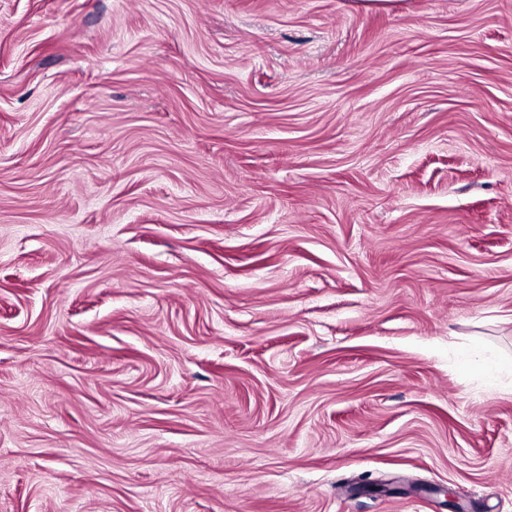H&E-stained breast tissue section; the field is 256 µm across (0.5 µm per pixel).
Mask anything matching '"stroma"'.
<instances>
[{
  "mask_svg": "<svg viewBox=\"0 0 512 512\" xmlns=\"http://www.w3.org/2000/svg\"><path fill=\"white\" fill-rule=\"evenodd\" d=\"M512 512V0H0V512Z\"/></svg>",
  "mask_w": 512,
  "mask_h": 512,
  "instance_id": "stroma-1",
  "label": "stroma"
}]
</instances>
